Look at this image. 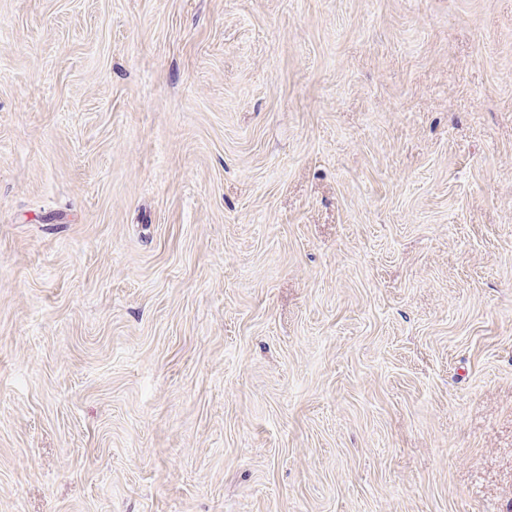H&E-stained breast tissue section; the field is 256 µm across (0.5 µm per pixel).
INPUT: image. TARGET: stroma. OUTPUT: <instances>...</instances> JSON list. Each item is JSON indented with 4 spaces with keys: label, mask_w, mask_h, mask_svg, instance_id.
Segmentation results:
<instances>
[{
    "label": "stroma",
    "mask_w": 512,
    "mask_h": 512,
    "mask_svg": "<svg viewBox=\"0 0 512 512\" xmlns=\"http://www.w3.org/2000/svg\"><path fill=\"white\" fill-rule=\"evenodd\" d=\"M0 512H512V0H0Z\"/></svg>",
    "instance_id": "1"
}]
</instances>
